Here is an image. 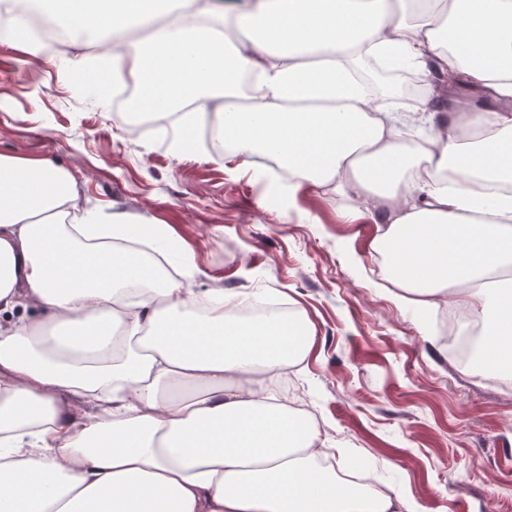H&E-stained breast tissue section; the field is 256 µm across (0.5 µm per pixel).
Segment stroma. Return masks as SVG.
<instances>
[{"label": "stroma", "mask_w": 512, "mask_h": 512, "mask_svg": "<svg viewBox=\"0 0 512 512\" xmlns=\"http://www.w3.org/2000/svg\"><path fill=\"white\" fill-rule=\"evenodd\" d=\"M66 73L0 42V154L47 158L88 207L164 225L196 295L221 288L302 311L315 343L283 393L375 485L422 512H512V383L451 360L436 322L398 305L350 196L288 183L231 153L177 152L130 131Z\"/></svg>", "instance_id": "obj_1"}]
</instances>
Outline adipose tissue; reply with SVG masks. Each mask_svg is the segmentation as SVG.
Segmentation results:
<instances>
[{
  "label": "adipose tissue",
  "mask_w": 512,
  "mask_h": 512,
  "mask_svg": "<svg viewBox=\"0 0 512 512\" xmlns=\"http://www.w3.org/2000/svg\"><path fill=\"white\" fill-rule=\"evenodd\" d=\"M57 31L144 29L104 69L67 73L107 102L131 81L133 112L207 114L235 155L360 198L397 301L478 306V369L512 374V0H256L236 39L213 0H34ZM370 58L425 75L430 99L391 111L357 78ZM257 75L238 100L237 77ZM430 123L423 145L400 128ZM124 211L100 218L47 159L0 154V512H419L403 488L372 494L321 466L310 414L276 390L313 346L298 312L245 321L232 294L191 289L116 238L162 235ZM33 308L46 320H10Z\"/></svg>",
  "instance_id": "obj_1"
}]
</instances>
